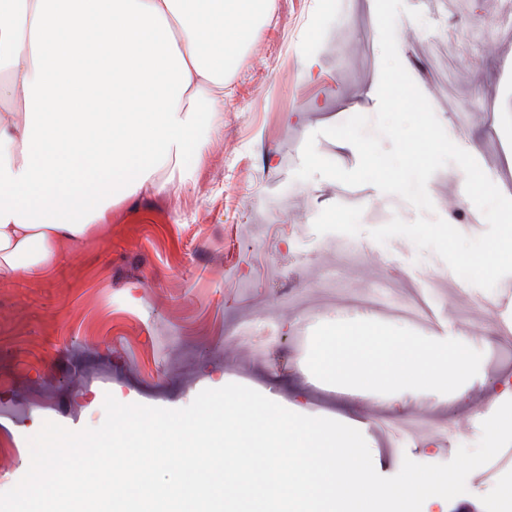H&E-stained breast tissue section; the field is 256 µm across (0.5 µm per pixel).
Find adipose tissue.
Listing matches in <instances>:
<instances>
[{"label":"adipose tissue","instance_id":"obj_1","mask_svg":"<svg viewBox=\"0 0 512 512\" xmlns=\"http://www.w3.org/2000/svg\"><path fill=\"white\" fill-rule=\"evenodd\" d=\"M274 0H0V279L197 163ZM22 108H13L16 89Z\"/></svg>","mask_w":512,"mask_h":512}]
</instances>
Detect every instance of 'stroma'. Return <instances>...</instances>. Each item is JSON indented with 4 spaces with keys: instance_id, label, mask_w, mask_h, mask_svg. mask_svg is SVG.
Masks as SVG:
<instances>
[{
    "instance_id": "obj_1",
    "label": "stroma",
    "mask_w": 512,
    "mask_h": 512,
    "mask_svg": "<svg viewBox=\"0 0 512 512\" xmlns=\"http://www.w3.org/2000/svg\"><path fill=\"white\" fill-rule=\"evenodd\" d=\"M400 60L449 137L512 197V0H405ZM375 0H275L273 20L231 73L217 132L200 163L161 193L113 205L107 230L68 249L51 271L0 281V492L26 473L28 440L50 420L103 423L105 395L179 409L206 388L251 387L298 413L343 419L398 473L403 458L439 464L476 445L488 418L481 395L512 375V347L492 357L487 332L512 323V275L490 291L462 282L433 251L407 238L375 242V213L418 212L370 184L298 181L306 138L345 169L358 164L321 128L374 117L381 54ZM448 71L439 89L427 70ZM454 164L427 184L435 214L458 230L472 203ZM378 299L379 309L368 300ZM375 320L482 353L469 395L404 390L338 394L306 359L322 323ZM391 421L390 436L377 419ZM455 433L439 435L442 421ZM500 484L470 474L465 497L429 512H496Z\"/></svg>"
}]
</instances>
